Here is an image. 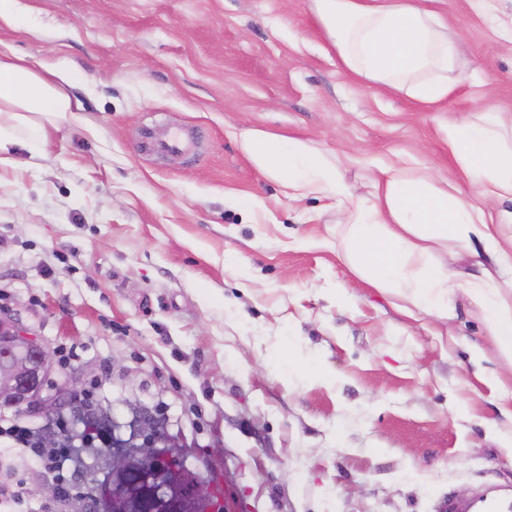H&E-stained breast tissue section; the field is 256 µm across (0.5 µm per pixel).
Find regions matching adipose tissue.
I'll return each mask as SVG.
<instances>
[{
  "label": "adipose tissue",
  "instance_id": "adipose-tissue-1",
  "mask_svg": "<svg viewBox=\"0 0 512 512\" xmlns=\"http://www.w3.org/2000/svg\"><path fill=\"white\" fill-rule=\"evenodd\" d=\"M310 8L356 79L425 109L457 89L461 38L421 0H310ZM72 82L70 71L33 69L0 44V154L17 125H29L35 143L42 119L81 111L66 91ZM440 131L466 186L399 160L379 166L362 194L341 180L335 158L303 140L244 129L237 141L288 199H329L347 213L321 244L354 275L403 299L407 313L447 323L458 317L457 298L474 303L493 347L512 359V116L485 104Z\"/></svg>",
  "mask_w": 512,
  "mask_h": 512
}]
</instances>
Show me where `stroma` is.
<instances>
[{
	"label": "stroma",
	"instance_id": "obj_1",
	"mask_svg": "<svg viewBox=\"0 0 512 512\" xmlns=\"http://www.w3.org/2000/svg\"><path fill=\"white\" fill-rule=\"evenodd\" d=\"M308 2L19 0L0 41L73 70L83 109L37 153L17 130L0 165V311L102 414L138 406L231 474L242 512H437L489 484L512 497L494 382L512 385V367L474 361L479 308L460 304L443 336L408 318L319 247L345 220L335 204L288 200L234 138H301L359 190L397 158L461 184L439 125L483 103L512 113V47L470 0H423L463 31L461 84L429 111L346 73ZM178 130L183 154L149 149ZM237 194L263 209L237 210ZM52 480L0 440V512H70L37 494Z\"/></svg>",
	"mask_w": 512,
	"mask_h": 512
}]
</instances>
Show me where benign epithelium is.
<instances>
[{
  "mask_svg": "<svg viewBox=\"0 0 512 512\" xmlns=\"http://www.w3.org/2000/svg\"><path fill=\"white\" fill-rule=\"evenodd\" d=\"M49 353L13 315L0 311V408L53 416L78 394L77 382L52 380ZM224 471L220 486L189 462L184 447L142 413L126 437L112 436L107 479L98 484L94 512H239Z\"/></svg>",
  "mask_w": 512,
  "mask_h": 512,
  "instance_id": "1",
  "label": "benign epithelium"
}]
</instances>
